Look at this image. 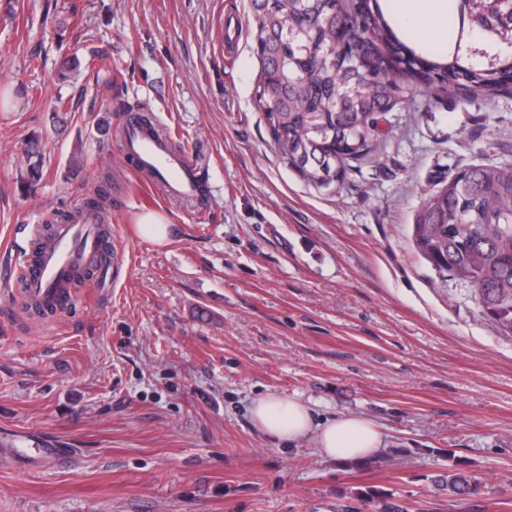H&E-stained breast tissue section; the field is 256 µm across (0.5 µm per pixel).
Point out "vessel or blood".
<instances>
[{
    "instance_id": "b4317fda",
    "label": "vessel or blood",
    "mask_w": 512,
    "mask_h": 512,
    "mask_svg": "<svg viewBox=\"0 0 512 512\" xmlns=\"http://www.w3.org/2000/svg\"><path fill=\"white\" fill-rule=\"evenodd\" d=\"M120 144L125 156L142 173H152L154 182L173 199L193 198L200 170L187 154L174 150L160 137L126 125ZM104 212L86 208L78 220L53 226L51 238L23 264L0 267V281L21 280L30 302L59 308L68 298L71 283L86 272H94L102 283H111L110 264L103 245Z\"/></svg>"
}]
</instances>
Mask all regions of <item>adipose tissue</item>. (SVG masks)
I'll use <instances>...</instances> for the list:
<instances>
[{
	"label": "adipose tissue",
	"mask_w": 512,
	"mask_h": 512,
	"mask_svg": "<svg viewBox=\"0 0 512 512\" xmlns=\"http://www.w3.org/2000/svg\"><path fill=\"white\" fill-rule=\"evenodd\" d=\"M391 13L412 9L419 28L429 30L439 41L448 39V0H387ZM254 424L269 437L292 445L313 439L319 455L335 460H362L379 454L383 438L378 425L357 414L317 418L312 407L297 397L274 393L254 400Z\"/></svg>",
	"instance_id": "adipose-tissue-1"
}]
</instances>
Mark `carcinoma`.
Listing matches in <instances>:
<instances>
[{
    "mask_svg": "<svg viewBox=\"0 0 512 512\" xmlns=\"http://www.w3.org/2000/svg\"><path fill=\"white\" fill-rule=\"evenodd\" d=\"M254 50L261 71L256 100L288 166L320 190L344 184L349 170L387 136L385 114L413 91L439 100L450 93H512V0H449L477 41L446 56L419 52L399 37L377 0H250ZM37 148L29 152L24 189L42 175ZM110 175L97 180L87 202H107ZM416 249L432 266L467 283L490 324L512 336V163L489 162L458 171L422 203L413 228ZM448 496L476 492L478 481L448 470ZM375 512H408L378 491L361 495Z\"/></svg>",
    "mask_w": 512,
    "mask_h": 512,
    "instance_id": "carcinoma-1",
    "label": "carcinoma"
}]
</instances>
